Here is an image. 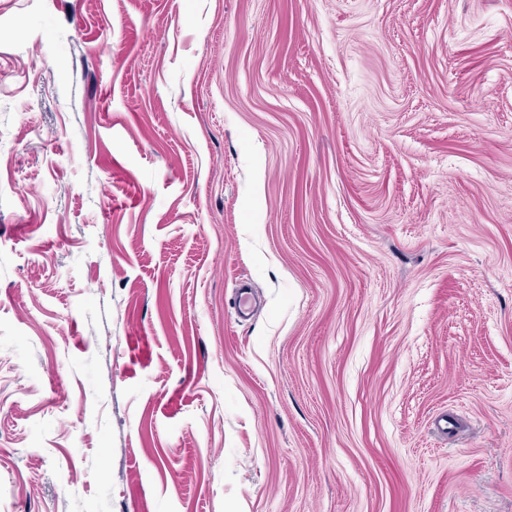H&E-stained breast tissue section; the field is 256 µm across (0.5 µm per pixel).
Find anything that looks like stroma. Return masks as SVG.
Returning <instances> with one entry per match:
<instances>
[{"label": "stroma", "instance_id": "1", "mask_svg": "<svg viewBox=\"0 0 512 512\" xmlns=\"http://www.w3.org/2000/svg\"><path fill=\"white\" fill-rule=\"evenodd\" d=\"M0 512H512V0H0Z\"/></svg>", "mask_w": 512, "mask_h": 512}]
</instances>
